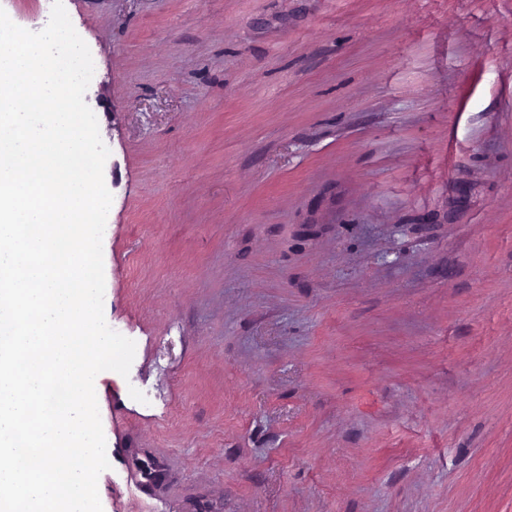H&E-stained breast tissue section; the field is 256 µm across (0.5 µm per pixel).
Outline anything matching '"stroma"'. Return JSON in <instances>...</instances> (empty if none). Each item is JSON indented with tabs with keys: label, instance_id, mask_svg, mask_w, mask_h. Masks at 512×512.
Instances as JSON below:
<instances>
[{
	"label": "stroma",
	"instance_id": "obj_1",
	"mask_svg": "<svg viewBox=\"0 0 512 512\" xmlns=\"http://www.w3.org/2000/svg\"><path fill=\"white\" fill-rule=\"evenodd\" d=\"M63 2L136 343L103 512H512V0Z\"/></svg>",
	"mask_w": 512,
	"mask_h": 512
}]
</instances>
